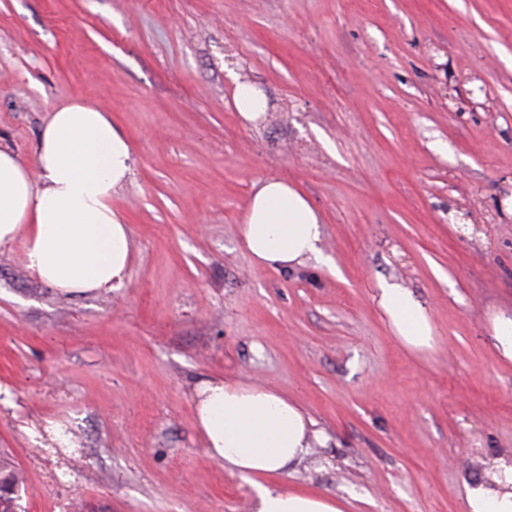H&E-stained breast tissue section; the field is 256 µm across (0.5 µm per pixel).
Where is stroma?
I'll use <instances>...</instances> for the list:
<instances>
[{
  "label": "stroma",
  "mask_w": 512,
  "mask_h": 512,
  "mask_svg": "<svg viewBox=\"0 0 512 512\" xmlns=\"http://www.w3.org/2000/svg\"><path fill=\"white\" fill-rule=\"evenodd\" d=\"M264 116L244 121L235 81ZM80 98L129 140L125 284L62 294L0 251V452L25 512H252L194 425L201 381L287 395L324 442L270 479L344 512H465L512 454V0H0V145L27 165ZM298 187L330 265H255L254 182ZM403 282L438 333L378 313ZM73 431L78 467L46 450ZM233 104L246 121L256 120L263 113L266 103L261 91L249 83H238L233 92ZM375 288L373 302L401 344L418 353L433 351L437 344L434 323L412 291L400 281L386 278H379ZM491 339L499 357L512 362V312H494L490 317Z\"/></svg>",
  "instance_id": "obj_1"
}]
</instances>
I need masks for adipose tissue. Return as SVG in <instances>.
<instances>
[{"mask_svg": "<svg viewBox=\"0 0 512 512\" xmlns=\"http://www.w3.org/2000/svg\"><path fill=\"white\" fill-rule=\"evenodd\" d=\"M132 170L131 145L107 113L81 99L54 109L39 135L35 167L0 146V249L22 244L29 275L61 293L120 288L132 243L112 196ZM239 234L260 266L291 269L325 258L317 213L283 180L255 184ZM373 302L403 346L434 350L430 314L403 283L378 279ZM194 423L208 455L252 485L253 512H344L334 499L268 486V478L300 462L321 438L312 417L277 390L201 382ZM465 508L512 512V456L494 459L489 478L466 482Z\"/></svg>", "mask_w": 512, "mask_h": 512, "instance_id": "ef3b65f1", "label": "adipose tissue"}]
</instances>
